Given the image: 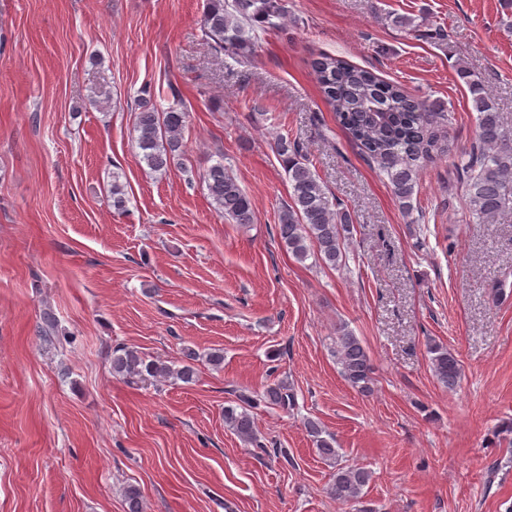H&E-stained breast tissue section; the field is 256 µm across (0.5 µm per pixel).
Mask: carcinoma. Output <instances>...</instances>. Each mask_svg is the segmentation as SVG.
<instances>
[{"label": "carcinoma", "instance_id": "obj_1", "mask_svg": "<svg viewBox=\"0 0 512 512\" xmlns=\"http://www.w3.org/2000/svg\"><path fill=\"white\" fill-rule=\"evenodd\" d=\"M286 13V0H205L201 29L215 54L237 62L253 58L259 48V33L279 29ZM311 67L326 104L336 121L362 149L379 176L387 181L392 196L403 212L413 213V198L422 170L448 145L437 135V127L452 123L455 113L426 99L414 97L398 84L384 81L372 72L346 60L322 54ZM469 87L475 117V141L456 169L462 172L460 189L469 213L485 221L512 208V141L502 132L500 114L492 95L470 72L458 73ZM189 111L182 98L165 112L153 104L141 103L137 113L135 144L142 161L153 173L163 175L185 156L184 133ZM275 154L282 162L290 185L291 202L278 216L276 232L289 253L303 263L336 269L346 260L347 241L352 238L353 220L343 204L328 191L303 147L286 136L276 138ZM202 179L217 215L234 224L253 223L254 210L249 195L239 185L224 156L204 169ZM112 207L126 209L125 185L112 180ZM432 372L446 388L453 390L461 375L457 356L443 344L430 339L426 344ZM336 365L343 379L359 393L373 391V365L366 346L346 324L336 329ZM191 349L176 367L160 358L147 359L134 347L112 351V373L129 382L166 381L185 384L195 381ZM265 403L282 409L296 406L292 386L282 379L270 384L262 395ZM241 404L224 407V421L244 442L257 441L256 422L247 409L251 398L240 396ZM304 426L318 455L335 465L331 495L339 501L358 503L371 480L363 467L341 463L336 440L312 418ZM123 497L126 512H145L139 487L129 484Z\"/></svg>", "mask_w": 512, "mask_h": 512}]
</instances>
